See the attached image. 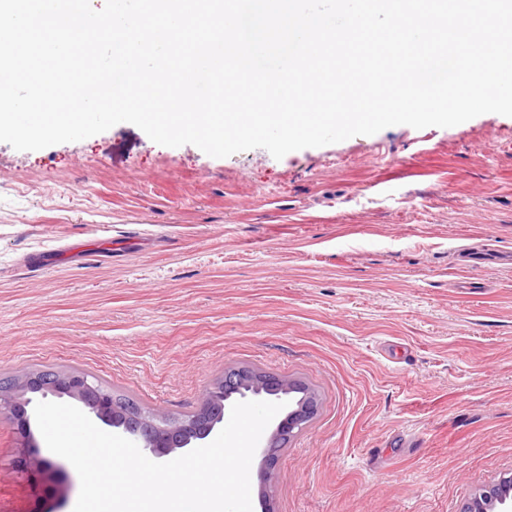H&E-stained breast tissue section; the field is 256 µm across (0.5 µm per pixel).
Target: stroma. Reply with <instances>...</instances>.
I'll return each mask as SVG.
<instances>
[{
    "instance_id": "obj_1",
    "label": "stroma",
    "mask_w": 512,
    "mask_h": 512,
    "mask_svg": "<svg viewBox=\"0 0 512 512\" xmlns=\"http://www.w3.org/2000/svg\"><path fill=\"white\" fill-rule=\"evenodd\" d=\"M35 368L172 418L232 368L303 383L273 512H460L512 477V117L279 160L130 123L0 142V377ZM22 446L0 417V512H71L73 466L23 471Z\"/></svg>"
}]
</instances>
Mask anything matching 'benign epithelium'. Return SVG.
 I'll list each match as a JSON object with an SVG mask.
<instances>
[{
	"label": "benign epithelium",
	"instance_id": "obj_1",
	"mask_svg": "<svg viewBox=\"0 0 512 512\" xmlns=\"http://www.w3.org/2000/svg\"><path fill=\"white\" fill-rule=\"evenodd\" d=\"M34 393L43 398L51 395L76 401L93 419L115 429L156 459L204 445L224 422L226 409L232 408L226 401L232 396L238 403L298 393L300 398L288 402V412L275 424L267 443L260 445L266 479L276 466L280 444L302 429L318 407L316 397L293 381L270 378L244 368L230 370L224 379L216 382L197 415L188 420L136 409L102 389L97 379L84 371H59L49 376L43 371H25L14 376L10 388H0V417L12 419L19 434L27 440L31 431L28 407ZM460 512H512V487L504 488L500 483L490 485L465 503Z\"/></svg>",
	"mask_w": 512,
	"mask_h": 512
}]
</instances>
